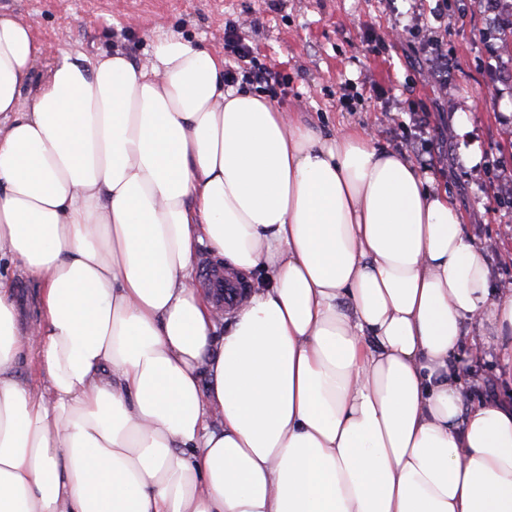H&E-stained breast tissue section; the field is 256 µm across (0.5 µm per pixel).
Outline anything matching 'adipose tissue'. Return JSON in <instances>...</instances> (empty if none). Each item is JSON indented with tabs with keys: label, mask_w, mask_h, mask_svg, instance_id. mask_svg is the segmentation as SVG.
<instances>
[{
	"label": "adipose tissue",
	"mask_w": 512,
	"mask_h": 512,
	"mask_svg": "<svg viewBox=\"0 0 512 512\" xmlns=\"http://www.w3.org/2000/svg\"><path fill=\"white\" fill-rule=\"evenodd\" d=\"M41 53L0 13V251L42 286L24 330L0 279V512H512V401L457 365L512 378V289L443 186L175 31L36 89ZM203 248L268 276L223 324ZM499 368V358L492 350L479 359L461 358L460 377L471 399L476 401L484 396L497 397L504 393L506 386L498 374Z\"/></svg>",
	"instance_id": "obj_1"
}]
</instances>
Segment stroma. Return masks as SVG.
Instances as JSON below:
<instances>
[{"label": "stroma", "instance_id": "1", "mask_svg": "<svg viewBox=\"0 0 512 512\" xmlns=\"http://www.w3.org/2000/svg\"><path fill=\"white\" fill-rule=\"evenodd\" d=\"M433 0H0V10L30 23L42 46L33 76L66 54L114 49L136 63L158 36L174 30L223 58L233 35L283 80L278 97L324 134L360 127L405 153L445 186L485 258L494 285L512 288V25L507 0H442L453 25L432 16ZM20 325L37 321L40 290L10 255ZM499 358L461 361L471 399L506 386Z\"/></svg>", "mask_w": 512, "mask_h": 512}]
</instances>
